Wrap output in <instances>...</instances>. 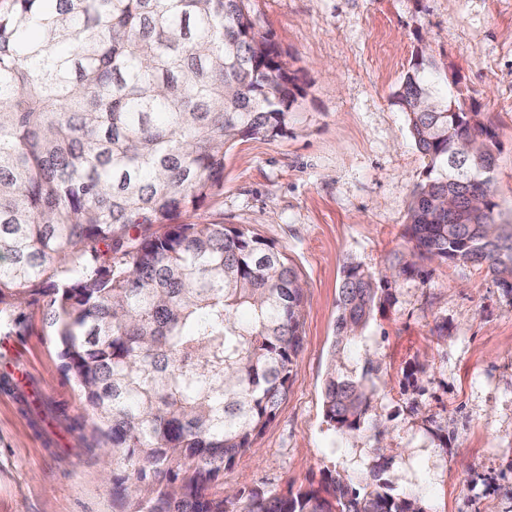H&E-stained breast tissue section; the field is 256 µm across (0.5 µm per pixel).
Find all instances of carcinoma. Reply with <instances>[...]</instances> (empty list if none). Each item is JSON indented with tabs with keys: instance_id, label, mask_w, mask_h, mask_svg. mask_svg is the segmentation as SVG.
I'll use <instances>...</instances> for the list:
<instances>
[{
	"instance_id": "obj_1",
	"label": "carcinoma",
	"mask_w": 512,
	"mask_h": 512,
	"mask_svg": "<svg viewBox=\"0 0 512 512\" xmlns=\"http://www.w3.org/2000/svg\"><path fill=\"white\" fill-rule=\"evenodd\" d=\"M250 0H0V311L42 295L123 475L130 512H425L387 482L341 475L285 494H205L274 420L303 346L288 257L244 227L183 223L224 186L239 140L285 137L299 78L255 32ZM424 67L395 91L427 159L407 232L420 256L486 267L512 292V224L497 222L500 145ZM375 275L350 264L332 352L366 327ZM377 367L331 361L324 415L354 431Z\"/></svg>"
}]
</instances>
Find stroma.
Returning <instances> with one entry per match:
<instances>
[{"label":"stroma","mask_w":512,"mask_h":512,"mask_svg":"<svg viewBox=\"0 0 512 512\" xmlns=\"http://www.w3.org/2000/svg\"><path fill=\"white\" fill-rule=\"evenodd\" d=\"M250 12L297 69L304 120L238 142L223 189L180 219L244 226L284 251L306 286L304 343L275 419L210 494L341 472L425 512H512V293L486 268L414 255L407 215L427 161L393 103L420 59L459 82L498 134L494 200L512 224V0H251ZM401 259L413 271L385 275ZM352 262L375 273L379 300L345 364L378 372L359 430L344 432L325 419L323 383ZM49 303L0 312V512H121Z\"/></svg>","instance_id":"obj_1"}]
</instances>
